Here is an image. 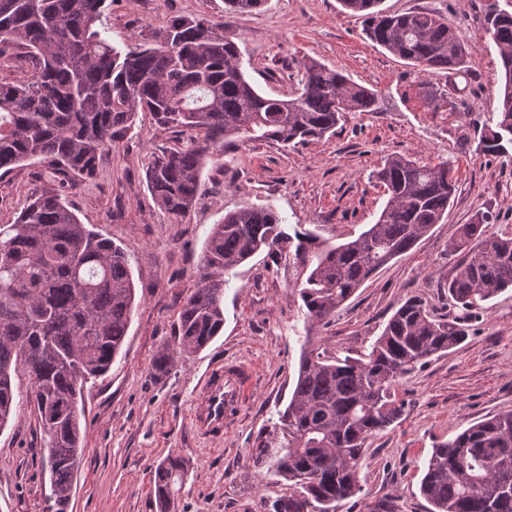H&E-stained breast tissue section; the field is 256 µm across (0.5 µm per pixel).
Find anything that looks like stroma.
I'll use <instances>...</instances> for the list:
<instances>
[{"instance_id":"35a3bbf8","label":"stroma","mask_w":512,"mask_h":512,"mask_svg":"<svg viewBox=\"0 0 512 512\" xmlns=\"http://www.w3.org/2000/svg\"><path fill=\"white\" fill-rule=\"evenodd\" d=\"M382 6L447 17L472 49L468 70L454 78L419 72L368 40L362 17L338 0H265L244 14L225 13L224 0H111L103 20L116 45L150 35L174 16L226 21L248 77L263 93L292 96L302 62L313 58L376 90L379 109L346 114L335 135L320 141L228 147L220 161L207 162L201 196L177 221L156 205L145 177L154 153L176 138L146 112L105 154L96 177L68 190L81 223L127 253L135 303L110 371L82 392L85 451L66 512H157L154 469L169 456L188 466L179 512H266L288 488L260 483L251 454L288 400L305 340L340 357L363 352L413 296L448 314L444 285L461 259L448 247L455 226L484 214L487 233H512V156L482 154L476 131L500 84L484 17L493 8L512 11V0H383ZM435 89L443 97L434 104L429 93ZM392 154L424 164L453 160L456 188L445 223L319 322L308 318L298 294L306 278L302 265L259 252L224 290L220 335L178 358L168 373L154 372L155 357L173 343L180 311L199 283L203 243L225 212L267 206L286 232L303 227L335 244L353 239L384 206V190L371 174ZM53 187L42 159L18 164L0 178V224L13 223L32 198ZM221 357L250 366L251 397L223 439L209 442L194 434L189 414L201 375ZM398 394L405 413L371 438L362 490L342 512H374L392 496L402 512H429L419 485L433 445L512 409V291L488 302L472 336L407 376ZM45 440L26 403L0 430V512H47Z\"/></svg>"}]
</instances>
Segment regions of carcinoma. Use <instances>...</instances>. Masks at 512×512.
<instances>
[{"label": "carcinoma", "instance_id": "1", "mask_svg": "<svg viewBox=\"0 0 512 512\" xmlns=\"http://www.w3.org/2000/svg\"><path fill=\"white\" fill-rule=\"evenodd\" d=\"M382 0H339L364 17L372 43L421 72L457 75L473 53L443 17L388 14ZM264 0H225L227 11L252 12ZM106 0H0V54L31 69L22 80L0 78V177L40 157L57 189L34 198L12 224H0V429L19 405L14 380L29 378L27 401L46 432L51 512H66L84 450L79 398L105 376L127 334L135 293L129 260L112 241L82 224L65 200L69 183L93 179L104 154L148 112L188 141L155 154L148 189L165 213L185 217L198 200L202 171L230 144L273 140L285 146L322 139L346 112H374L376 91L314 59L300 69L293 98L260 92L242 67L241 48L225 25L176 16L150 37L124 48L102 22ZM485 28L498 50L503 83L485 119L483 152L512 146V13L493 11ZM452 161L421 165L392 155L372 172L386 202L375 223L339 244L310 230L289 235L269 207L224 214L205 239L203 274L184 303L175 343L154 361L165 374L176 358L203 349L224 327V288L258 252L282 253L309 270L300 290L310 318L322 321L373 273L410 251L443 223L455 185ZM479 215L459 225L450 249L463 254L448 278L458 313L437 317L419 297L395 311L364 352L337 357L303 349L295 386L272 429L255 446L258 474L288 492L273 512H340L361 492L368 441L397 423L402 379L428 359L461 345L485 304L512 289V235L490 236ZM187 475L177 457L154 471L158 512H177ZM421 494L432 512H512V410L474 423L437 443Z\"/></svg>", "mask_w": 512, "mask_h": 512}]
</instances>
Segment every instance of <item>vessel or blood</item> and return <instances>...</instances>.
I'll return each instance as SVG.
<instances>
[{
    "instance_id": "1",
    "label": "vessel or blood",
    "mask_w": 512,
    "mask_h": 512,
    "mask_svg": "<svg viewBox=\"0 0 512 512\" xmlns=\"http://www.w3.org/2000/svg\"><path fill=\"white\" fill-rule=\"evenodd\" d=\"M251 379L248 366L217 360L207 366L190 413L193 431L202 439H222L241 417Z\"/></svg>"
}]
</instances>
